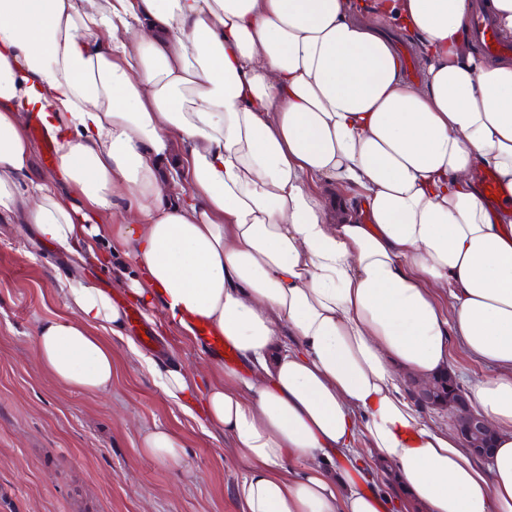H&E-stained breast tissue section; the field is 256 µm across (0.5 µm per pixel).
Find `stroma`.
<instances>
[{"label": "stroma", "mask_w": 512, "mask_h": 512, "mask_svg": "<svg viewBox=\"0 0 512 512\" xmlns=\"http://www.w3.org/2000/svg\"><path fill=\"white\" fill-rule=\"evenodd\" d=\"M72 258L41 244L29 224H0V512H243L235 487L242 462L224 436L205 433L112 343V388L56 381L33 354L36 324L66 315L56 281ZM158 353L189 373L218 367L209 348L187 338L163 310L142 314ZM174 431L182 465L142 452L146 431Z\"/></svg>", "instance_id": "stroma-1"}]
</instances>
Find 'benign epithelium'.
<instances>
[{
	"label": "benign epithelium",
	"mask_w": 512,
	"mask_h": 512,
	"mask_svg": "<svg viewBox=\"0 0 512 512\" xmlns=\"http://www.w3.org/2000/svg\"><path fill=\"white\" fill-rule=\"evenodd\" d=\"M417 401L427 407H446L453 414L455 428L460 440L470 451L485 456L491 450L493 428L486 417L474 410L467 395L457 388L451 376L446 381L429 379L411 383Z\"/></svg>",
	"instance_id": "benign-epithelium-1"
}]
</instances>
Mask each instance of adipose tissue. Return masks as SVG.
Returning <instances> with one entry per match:
<instances>
[{
  "label": "adipose tissue",
  "instance_id": "adipose-tissue-1",
  "mask_svg": "<svg viewBox=\"0 0 512 512\" xmlns=\"http://www.w3.org/2000/svg\"><path fill=\"white\" fill-rule=\"evenodd\" d=\"M479 8L512 36V0H0V224L34 225L76 266L115 238L127 300L189 336L195 317L249 366L203 383L146 354L75 271L66 315L35 329L45 370L108 391L122 339L223 432L244 512H386L371 458L417 512H512V60L470 46ZM392 25L417 36L422 81ZM26 112L97 214L126 201L120 224L31 180ZM315 179L358 188L361 209ZM455 345L490 369L471 388L495 428L482 459L402 389L450 372Z\"/></svg>",
  "mask_w": 512,
  "mask_h": 512
}]
</instances>
